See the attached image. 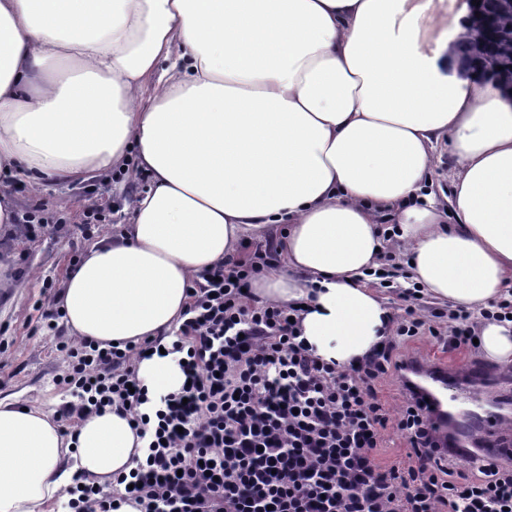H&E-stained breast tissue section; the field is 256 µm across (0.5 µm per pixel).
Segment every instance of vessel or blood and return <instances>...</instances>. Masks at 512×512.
I'll use <instances>...</instances> for the list:
<instances>
[{
	"mask_svg": "<svg viewBox=\"0 0 512 512\" xmlns=\"http://www.w3.org/2000/svg\"><path fill=\"white\" fill-rule=\"evenodd\" d=\"M485 371L483 364L467 354L447 349L407 363L405 377L412 385L415 403L429 420L440 453L473 448L478 459L487 463L512 458V432L505 429L487 399L460 381L461 375L475 379Z\"/></svg>",
	"mask_w": 512,
	"mask_h": 512,
	"instance_id": "obj_1",
	"label": "vessel or blood"
}]
</instances>
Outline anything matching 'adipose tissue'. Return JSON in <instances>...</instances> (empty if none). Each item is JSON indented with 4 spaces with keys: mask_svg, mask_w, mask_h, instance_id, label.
<instances>
[{
    "mask_svg": "<svg viewBox=\"0 0 512 512\" xmlns=\"http://www.w3.org/2000/svg\"><path fill=\"white\" fill-rule=\"evenodd\" d=\"M468 0H0V225L11 178L147 175L123 230L86 249L61 295L73 336L141 342L180 323L191 278L251 231L280 227L285 268L253 294L305 302L302 336L340 366L392 314L368 285L384 224L425 295L482 311L512 298V94L467 74L450 45ZM457 167L452 213L428 185L436 150ZM480 349L512 363V322ZM177 390L172 357L138 360ZM143 451L130 416L81 421L0 398V512H54L85 473L99 485Z\"/></svg>",
    "mask_w": 512,
    "mask_h": 512,
    "instance_id": "obj_1",
    "label": "adipose tissue"
}]
</instances>
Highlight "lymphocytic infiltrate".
Listing matches in <instances>:
<instances>
[{"label":"lymphocytic infiltrate","mask_w":512,"mask_h":512,"mask_svg":"<svg viewBox=\"0 0 512 512\" xmlns=\"http://www.w3.org/2000/svg\"><path fill=\"white\" fill-rule=\"evenodd\" d=\"M268 253L195 275L171 353L183 365L179 389L150 394L134 358L157 341L66 344L72 395L60 419L77 426L109 409L129 413L144 457L115 477L141 512H512V460L457 467L432 461L429 422L412 403L389 413L379 381L400 373L403 346L431 338L476 356L478 324L464 309L448 325L423 314L416 288L399 292L390 334L357 365L316 357L292 306L248 292ZM408 442L405 460H377L383 436Z\"/></svg>","instance_id":"obj_1"}]
</instances>
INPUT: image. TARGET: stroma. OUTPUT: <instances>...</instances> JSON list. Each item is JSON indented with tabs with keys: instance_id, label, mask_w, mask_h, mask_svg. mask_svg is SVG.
Returning <instances> with one entry per match:
<instances>
[{
	"instance_id": "35a3bbf8",
	"label": "stroma",
	"mask_w": 512,
	"mask_h": 512,
	"mask_svg": "<svg viewBox=\"0 0 512 512\" xmlns=\"http://www.w3.org/2000/svg\"><path fill=\"white\" fill-rule=\"evenodd\" d=\"M136 183L94 178L77 184L37 185L17 182L19 213L37 210L46 223L36 236H13L0 246V398L25 404L34 400L58 410L68 393L62 383L68 369L59 342L70 340L66 326L41 330L43 280L63 285L68 271L102 235L118 232L116 213L139 191ZM96 207L106 217L105 229L83 231L85 212ZM23 275H16V268Z\"/></svg>"
}]
</instances>
